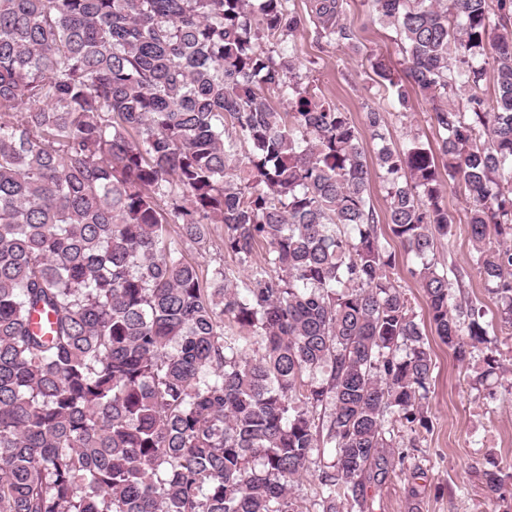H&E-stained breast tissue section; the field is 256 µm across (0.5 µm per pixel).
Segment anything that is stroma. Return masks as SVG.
I'll return each mask as SVG.
<instances>
[{
	"instance_id": "35a3bbf8",
	"label": "stroma",
	"mask_w": 512,
	"mask_h": 512,
	"mask_svg": "<svg viewBox=\"0 0 512 512\" xmlns=\"http://www.w3.org/2000/svg\"><path fill=\"white\" fill-rule=\"evenodd\" d=\"M343 12L357 33L353 45L315 41L308 29L297 32L293 41L304 82L318 87L337 108L350 114L371 159L380 143L366 127L365 114L390 106L392 98L375 83L370 61L382 56L396 66L401 55L394 29L372 20L368 0H343ZM431 114L430 104L419 98L406 116L389 115L393 146L404 148L414 135L435 141ZM443 204L454 226L449 243L439 245L436 258L443 265L463 268L465 297L487 312H496L497 305L472 262L468 188L461 183L451 185ZM389 245L395 255L396 276L411 300L416 319L421 326H428L425 297L412 274L417 261L399 240L390 239ZM428 340L434 365L425 401L428 426L419 430L414 446L400 448L402 462L385 479L367 481L363 507H352L349 512H512V491L501 499L490 498L482 484V473L490 462L512 466V394L494 377L485 388H474V366L457 362L436 335H429ZM489 388L496 390V399L486 398Z\"/></svg>"
}]
</instances>
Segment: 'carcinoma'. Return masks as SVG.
<instances>
[{
  "mask_svg": "<svg viewBox=\"0 0 512 512\" xmlns=\"http://www.w3.org/2000/svg\"><path fill=\"white\" fill-rule=\"evenodd\" d=\"M291 2L0 0V512L360 504L424 426L433 371L381 224L420 260L439 338L480 358L475 383L500 368L485 311L454 297L465 272L450 282L434 256L462 181L512 329V0H370L403 53L400 70L371 60L376 83L403 110L428 101L442 132L400 150L366 112L382 215L358 127L287 45L308 26L351 43L343 0ZM216 226L237 266L208 279L186 249ZM311 472L308 504L290 483ZM483 477L489 497L512 484Z\"/></svg>",
  "mask_w": 512,
  "mask_h": 512,
  "instance_id": "cac0c4a2",
  "label": "carcinoma"
}]
</instances>
